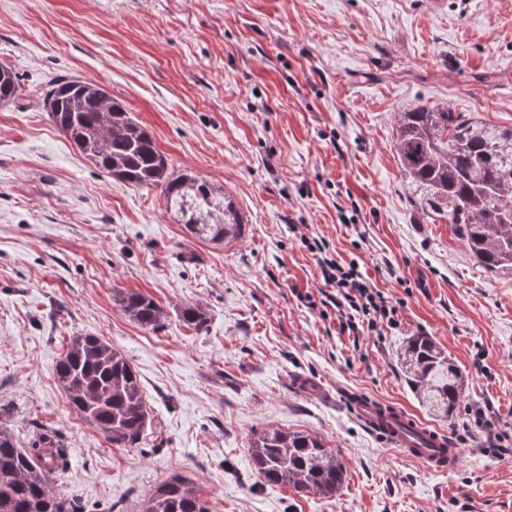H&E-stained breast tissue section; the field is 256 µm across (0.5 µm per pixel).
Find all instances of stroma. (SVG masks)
<instances>
[{"label":"stroma","instance_id":"obj_1","mask_svg":"<svg viewBox=\"0 0 512 512\" xmlns=\"http://www.w3.org/2000/svg\"><path fill=\"white\" fill-rule=\"evenodd\" d=\"M0 62L20 84L0 106V403L20 446L48 432L63 448L58 492L83 512H141L178 475L208 512H512V276L417 212L395 148L398 113L417 105L512 127V0H0ZM53 76L105 86L172 170L225 188L243 238H189L160 189L97 169L33 96ZM307 238L357 261L399 327L355 339L309 307L324 281ZM118 288L156 299L164 326L124 315ZM186 303L205 331L181 321ZM419 333L463 373L452 420L397 364ZM85 334L138 374L139 447L112 445L56 380ZM346 391L446 433L457 468L387 447ZM269 428L338 450L341 494L265 483L250 440Z\"/></svg>","mask_w":512,"mask_h":512}]
</instances>
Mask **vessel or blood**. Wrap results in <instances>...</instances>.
Listing matches in <instances>:
<instances>
[{"label":"vessel or blood","instance_id":"vessel-or-blood-1","mask_svg":"<svg viewBox=\"0 0 512 512\" xmlns=\"http://www.w3.org/2000/svg\"><path fill=\"white\" fill-rule=\"evenodd\" d=\"M349 408L385 444L425 464L431 471L444 473L457 466L458 451L444 434L416 425L400 410L358 395L351 397Z\"/></svg>","mask_w":512,"mask_h":512}]
</instances>
